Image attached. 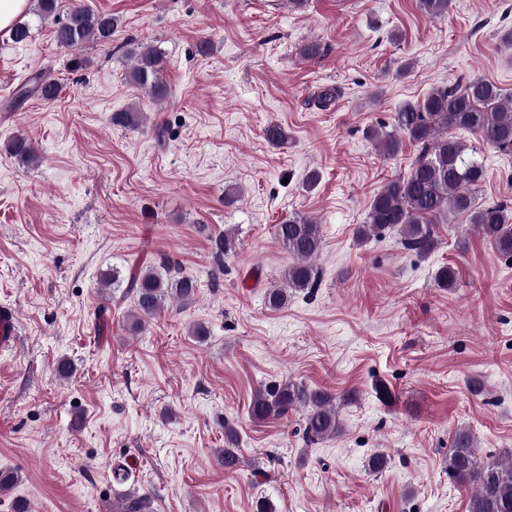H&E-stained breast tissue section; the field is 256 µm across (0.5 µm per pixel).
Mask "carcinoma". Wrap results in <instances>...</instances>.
<instances>
[{"label": "carcinoma", "instance_id": "carcinoma-1", "mask_svg": "<svg viewBox=\"0 0 512 512\" xmlns=\"http://www.w3.org/2000/svg\"><path fill=\"white\" fill-rule=\"evenodd\" d=\"M33 11L42 22L54 24L57 46L69 50L80 48L87 41L108 43L119 25L111 14L93 13L81 7L69 9L61 18L58 0H32ZM449 0H418L425 16L436 19L448 14ZM128 55L133 65L128 79L148 91L156 101L164 100L168 88L162 81L166 59L152 42L138 41ZM59 84L43 73L32 75L20 85L12 101L3 105L10 111L15 104L29 97L44 101L55 99ZM143 113L128 108L112 113V125L135 128L141 125ZM469 132L504 153L512 152V98H507L497 84L474 78L450 87H440L423 100L407 104L394 113L392 130L383 133L369 129L367 137L376 142L383 155L394 157L401 151L403 139L419 147L409 172L387 182L373 197L366 220L356 230V240L364 243L387 229L401 234L403 247L420 257L434 253L439 246L437 225L448 220V214L464 218L478 234L493 244L497 251L512 259V217L505 204L476 205L473 189L485 176L479 150L455 131ZM268 142L283 145L288 132L278 123L265 130ZM10 153L32 164L36 159L31 144L22 138L14 140ZM277 242L293 257L285 281L287 287L265 289V305L282 309L288 305L289 292L313 290L318 287L320 272L315 265L323 248L321 227L312 218L294 214L276 225ZM457 272L448 265L435 275L439 288H452ZM104 301L123 287V296L132 297L129 314L133 332H143L164 310L167 303L187 305L196 299L197 280L183 272L167 255L121 278V270L112 267L100 274ZM249 416L255 423L288 418L292 413L303 416L308 441L332 438L342 432L336 412V395L327 389L311 388L291 379L259 385L249 405ZM225 448L218 451L224 468L234 469L242 463L237 447V432L224 424ZM448 477L473 494L469 512H512V459L479 461L473 435L466 429L456 431L448 448ZM112 512H152L149 498L124 493L112 501Z\"/></svg>", "mask_w": 512, "mask_h": 512}]
</instances>
